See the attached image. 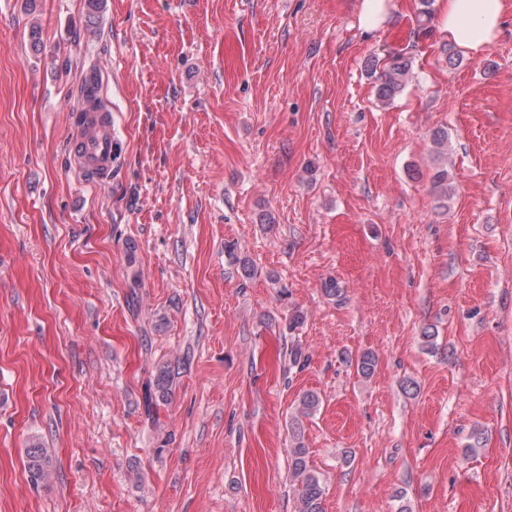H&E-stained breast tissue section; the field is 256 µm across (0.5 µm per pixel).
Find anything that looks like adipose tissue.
I'll list each match as a JSON object with an SVG mask.
<instances>
[{"mask_svg":"<svg viewBox=\"0 0 512 512\" xmlns=\"http://www.w3.org/2000/svg\"><path fill=\"white\" fill-rule=\"evenodd\" d=\"M437 29L442 37L480 57L512 17V0H436Z\"/></svg>","mask_w":512,"mask_h":512,"instance_id":"1","label":"adipose tissue"}]
</instances>
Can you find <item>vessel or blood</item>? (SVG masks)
Segmentation results:
<instances>
[{
	"label": "vessel or blood",
	"instance_id": "1",
	"mask_svg": "<svg viewBox=\"0 0 512 512\" xmlns=\"http://www.w3.org/2000/svg\"><path fill=\"white\" fill-rule=\"evenodd\" d=\"M79 108L78 134L72 150L75 166L94 181H110L117 160L112 113L105 100L94 96L82 98Z\"/></svg>",
	"mask_w": 512,
	"mask_h": 512
}]
</instances>
